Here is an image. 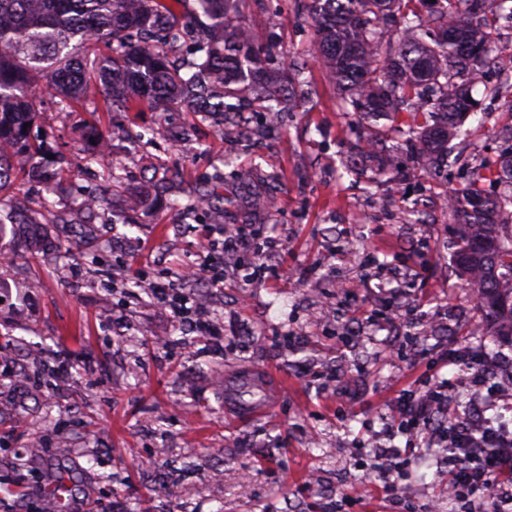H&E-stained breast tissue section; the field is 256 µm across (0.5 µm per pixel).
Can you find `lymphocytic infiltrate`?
<instances>
[{"instance_id": "lymphocytic-infiltrate-1", "label": "lymphocytic infiltrate", "mask_w": 512, "mask_h": 512, "mask_svg": "<svg viewBox=\"0 0 512 512\" xmlns=\"http://www.w3.org/2000/svg\"><path fill=\"white\" fill-rule=\"evenodd\" d=\"M150 292L176 321L189 324L199 335H215L213 325L191 305L177 281L152 283ZM451 391L445 380L420 392L403 391L392 403L396 432L406 436L408 447L438 449L448 466V483L458 491L461 512H512V428L475 430L468 418L452 412ZM404 467L398 451L384 448L367 468L366 477L372 483L382 482L405 512H416L401 482Z\"/></svg>"}]
</instances>
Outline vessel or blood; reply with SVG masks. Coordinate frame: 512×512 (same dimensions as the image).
<instances>
[{"mask_svg":"<svg viewBox=\"0 0 512 512\" xmlns=\"http://www.w3.org/2000/svg\"><path fill=\"white\" fill-rule=\"evenodd\" d=\"M282 390V381L271 370L253 367L242 372L230 387L226 406L242 420L267 416Z\"/></svg>","mask_w":512,"mask_h":512,"instance_id":"vessel-or-blood-1","label":"vessel or blood"}]
</instances>
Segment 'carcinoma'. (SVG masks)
Here are the masks:
<instances>
[{
	"instance_id": "obj_1",
	"label": "carcinoma",
	"mask_w": 512,
	"mask_h": 512,
	"mask_svg": "<svg viewBox=\"0 0 512 512\" xmlns=\"http://www.w3.org/2000/svg\"><path fill=\"white\" fill-rule=\"evenodd\" d=\"M248 0H0V147L33 159L36 111L31 93L43 81L80 93L87 72L112 81L108 101L125 111L143 102L161 112L189 111L234 132L247 108L265 118L298 107L294 79L266 69L269 46L249 51L242 19ZM305 0L316 32L313 53L336 82L342 111L375 120L362 160L391 166L387 142L405 126L415 142L413 166L448 161L472 112L469 92L490 70L512 71L496 24L512 23V0ZM106 36L112 54L79 59L74 44ZM384 120L379 125L377 121ZM512 184V157L472 173L448 197L461 245L453 256L464 286L479 285L483 335L512 337V190L501 199L485 183Z\"/></svg>"
}]
</instances>
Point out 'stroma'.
<instances>
[{"label": "stroma", "instance_id": "35a3bbf8", "mask_svg": "<svg viewBox=\"0 0 512 512\" xmlns=\"http://www.w3.org/2000/svg\"><path fill=\"white\" fill-rule=\"evenodd\" d=\"M244 17L256 43L276 42V66L301 67L304 98L273 129L242 113L251 144L192 112H113L98 93L68 112L37 102L44 175L5 193L25 221L0 232V512H57L60 479L68 512L87 497L97 512H397L363 468L390 403L434 376L459 387L454 351L481 343L456 225L433 204L512 151V75H494L499 96L474 89L451 166L401 153L389 174L350 172L369 122L341 112L308 15L251 0ZM228 185L233 205L193 208ZM248 222L257 253L225 257L223 287H191L220 337L173 322L148 283L202 262L203 225ZM259 259L291 277L252 283ZM64 350L87 365L57 375ZM254 366L285 389L243 421L226 386ZM408 486L423 512H456L436 449Z\"/></svg>", "mask_w": 512, "mask_h": 512}]
</instances>
